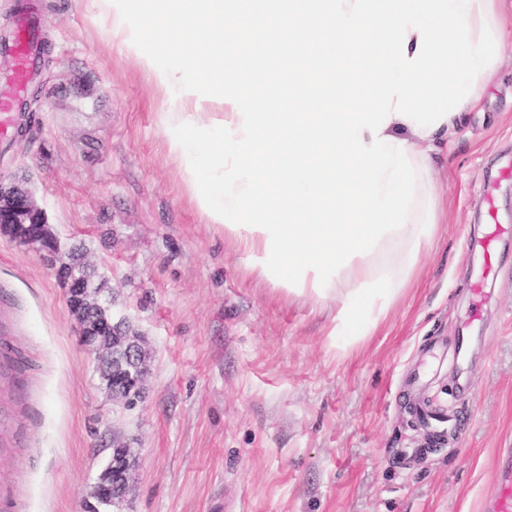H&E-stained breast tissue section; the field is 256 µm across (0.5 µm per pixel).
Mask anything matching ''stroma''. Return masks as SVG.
Listing matches in <instances>:
<instances>
[{
	"label": "stroma",
	"instance_id": "obj_1",
	"mask_svg": "<svg viewBox=\"0 0 512 512\" xmlns=\"http://www.w3.org/2000/svg\"><path fill=\"white\" fill-rule=\"evenodd\" d=\"M47 55L0 156L62 245L106 269L143 337L144 399L112 403L67 290L0 235V512H81L122 437L138 453L121 512H486L512 449V237L486 259L480 201L512 225V19L465 137L443 157L448 214L409 288L367 336L335 302L288 296L206 223L168 154L152 76L87 0H26ZM447 403L430 446L410 398Z\"/></svg>",
	"mask_w": 512,
	"mask_h": 512
}]
</instances>
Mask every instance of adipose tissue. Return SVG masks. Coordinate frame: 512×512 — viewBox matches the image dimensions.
I'll return each mask as SVG.
<instances>
[{
    "label": "adipose tissue",
    "mask_w": 512,
    "mask_h": 512,
    "mask_svg": "<svg viewBox=\"0 0 512 512\" xmlns=\"http://www.w3.org/2000/svg\"><path fill=\"white\" fill-rule=\"evenodd\" d=\"M512 0H91L156 86L208 223L289 295L369 335L442 222L435 152L499 60ZM263 86L209 65L218 44ZM304 93L289 107L286 87Z\"/></svg>",
    "instance_id": "obj_1"
}]
</instances>
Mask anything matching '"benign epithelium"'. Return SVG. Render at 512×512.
<instances>
[{"label": "benign epithelium", "instance_id": "obj_1", "mask_svg": "<svg viewBox=\"0 0 512 512\" xmlns=\"http://www.w3.org/2000/svg\"><path fill=\"white\" fill-rule=\"evenodd\" d=\"M0 233L43 253L66 285L82 347L96 362L101 385L112 402L129 407L142 398L148 376V354L125 316L112 311L105 296L109 278L75 249L66 250L52 232L45 212L29 191L0 176ZM137 456L123 440L113 442L112 454L85 502L88 512L118 506L131 490Z\"/></svg>", "mask_w": 512, "mask_h": 512}]
</instances>
